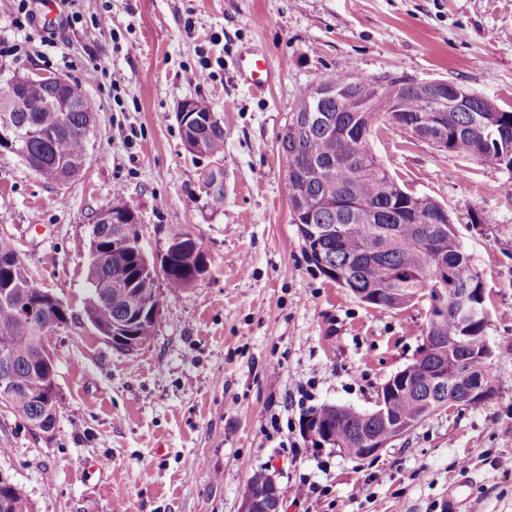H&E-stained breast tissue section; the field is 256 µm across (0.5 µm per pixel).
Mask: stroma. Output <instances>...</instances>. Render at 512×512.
<instances>
[{
    "label": "stroma",
    "mask_w": 512,
    "mask_h": 512,
    "mask_svg": "<svg viewBox=\"0 0 512 512\" xmlns=\"http://www.w3.org/2000/svg\"><path fill=\"white\" fill-rule=\"evenodd\" d=\"M257 54L274 72L253 91ZM207 67L206 81H189ZM97 70V81L87 80ZM332 71L448 79L512 111V0H0V77H67L96 101L85 166L64 185L0 153V237L71 318L50 334L62 401L52 437L0 407V476L33 512H239L257 471L285 512H448L461 476L468 512H512V170L383 130L373 151L412 194L445 206L486 290L492 395L442 409L379 456L311 446L325 404L374 407L414 362L428 299L374 307L325 278L290 218L278 138L294 103ZM206 101L224 153H190L179 103ZM121 189L148 256L192 234L207 271L178 294L157 281L154 338L134 352L87 321L92 217ZM493 223H481L483 214Z\"/></svg>",
    "instance_id": "stroma-1"
}]
</instances>
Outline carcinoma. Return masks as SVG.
I'll return each instance as SVG.
<instances>
[{
    "mask_svg": "<svg viewBox=\"0 0 512 512\" xmlns=\"http://www.w3.org/2000/svg\"><path fill=\"white\" fill-rule=\"evenodd\" d=\"M322 82L336 86L354 83L368 92L370 112L366 113L372 133L386 125L387 114L393 106L414 116L427 111L428 101L412 86L398 89L396 100L376 93L378 82L358 73L330 72ZM94 111L91 100L84 98L80 111L69 113V124L59 125L49 112H14L17 126L38 128L40 137L28 143V151L36 157V172L50 183L62 182V161L85 155L86 139L74 132L83 124L86 114ZM490 126L474 122L472 112H446L443 124L448 131V151L483 161L495 162L512 169V112H490ZM204 138L209 154L224 153V128L213 126ZM279 148L284 155L294 156L299 163L316 162L321 167L319 176L305 185L306 195L315 200L307 214L305 225L343 226L341 236L320 237L311 243L316 258L312 264L325 273L322 266L341 272L348 291L357 295L369 288H412L416 298L440 287L438 281L428 278L429 270L438 259H444L456 278L448 280L447 289L453 296L451 306L467 307L478 301L483 283L470 264L469 256L459 240L454 224L449 222L448 233L423 244L427 229L432 225V214L437 203L430 200H409L397 189L393 176L387 174L376 160L368 140L357 135H326L303 126L288 132ZM97 248L104 262L89 265V291L85 316L104 336L120 326L122 338L135 342L139 349L153 338L156 321L143 312L146 303L156 293L157 274L146 271L142 254L146 253L139 233L133 224H96ZM174 242L166 253L170 258L168 270L163 273L169 292L177 294L190 287L204 263L197 244L187 234H172ZM20 280L28 297L34 298L42 286L21 266L0 268V289L7 279ZM40 319L21 320L14 306L0 301V349L6 348L14 362V372L26 388L16 391L7 408L26 421L43 414L57 416L61 398L47 403L33 395L46 378L44 358L38 343ZM485 324L472 321L466 325L453 314L437 322V331H428L443 347V354H431L421 364L412 367L410 381L419 386L418 393L409 391L390 396L389 418H362L336 405H323L308 413L320 419L336 436L349 455L357 457L364 437L385 434L393 423L413 421L420 413L419 399L437 395L434 371L442 363L453 359L462 361L469 371L483 378L484 384L494 388V378L479 359L484 348ZM466 337L465 345L448 347V339ZM0 502L11 505L10 512H30L22 491L13 483L0 479Z\"/></svg>",
    "mask_w": 512,
    "mask_h": 512,
    "instance_id": "obj_1",
    "label": "carcinoma"
}]
</instances>
